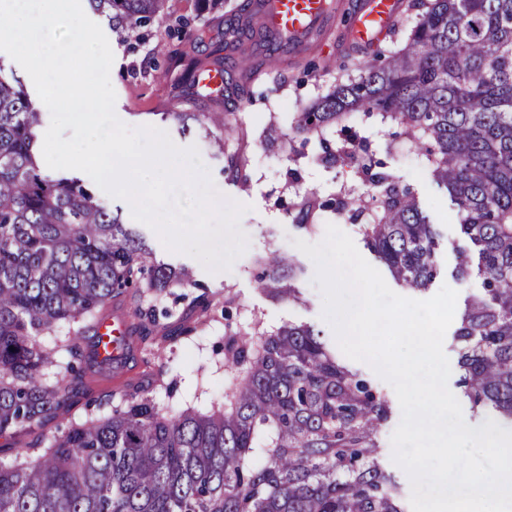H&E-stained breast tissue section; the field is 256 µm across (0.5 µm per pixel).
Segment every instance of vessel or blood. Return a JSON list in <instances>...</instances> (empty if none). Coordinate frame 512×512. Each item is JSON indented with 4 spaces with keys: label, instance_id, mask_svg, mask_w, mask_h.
Returning a JSON list of instances; mask_svg holds the SVG:
<instances>
[{
    "label": "vessel or blood",
    "instance_id": "1",
    "mask_svg": "<svg viewBox=\"0 0 512 512\" xmlns=\"http://www.w3.org/2000/svg\"><path fill=\"white\" fill-rule=\"evenodd\" d=\"M269 34L279 37L286 49L300 52L315 33L326 29L330 15L327 0H258ZM403 7L402 0H358L350 31L353 45L370 49L390 36ZM131 324L122 314L103 319L102 338L130 335Z\"/></svg>",
    "mask_w": 512,
    "mask_h": 512
}]
</instances>
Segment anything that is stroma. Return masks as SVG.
Returning <instances> with one entry per match:
<instances>
[{
    "label": "stroma",
    "mask_w": 512,
    "mask_h": 512,
    "mask_svg": "<svg viewBox=\"0 0 512 512\" xmlns=\"http://www.w3.org/2000/svg\"><path fill=\"white\" fill-rule=\"evenodd\" d=\"M355 3L356 0H335L336 9L330 25L314 49L289 56L285 82L253 75L257 51L251 42L231 45L230 54L237 66L231 72L229 82L233 85L250 83L252 99L229 115L231 130L225 134L224 146L220 149L202 138L198 130H183L178 119L182 112L217 110V101L223 93L189 88L182 78L181 67L171 65L165 54L155 53L156 43L165 34V21L156 22L136 50L111 41L114 62L110 80L116 94L117 117L132 127L153 126L164 130L177 146L197 147L222 197L249 206L240 219V228L248 238L247 247L229 270L217 273L207 271L189 255L168 250L151 228L136 224L157 261L185 269L189 276L187 284L161 293L140 292L141 306L154 307L161 323L175 326L187 312L189 299L198 289L206 288L217 293L227 290L236 301L233 318L229 320L234 328L253 327L262 333L288 323L309 325L320 331L332 353H339L334 331L323 317L324 298L315 281L316 265L294 245L295 239L301 237L311 244L320 243L327 225L335 223L336 216L323 213L316 232L304 236L294 226L289 208L310 192L325 199L341 192L350 199L368 204L372 201V189L351 167H325L310 162V155L318 150L316 140L294 136L290 125L295 112L324 94L330 86L346 79V71L338 67L340 61L363 60V53L341 47V38ZM230 154L242 159L246 183H237L225 174L224 158ZM396 161L404 181L413 187L421 207L438 228L441 259L440 272L428 289L404 288L400 291L401 296L425 300L446 285L457 291L459 299H466L476 290L478 282L474 279L464 281L455 275L456 252L466 247L467 241L447 194L435 184L420 157L402 152ZM272 250L288 253L303 266L304 273L296 283L301 293L300 302L273 300L260 288L257 281L260 268L256 259ZM224 314L223 304H216L205 330L194 337L175 338L158 354L144 346L135 347L122 364L76 384L69 412L48 422L43 429L44 435L53 437L66 429L72 420L80 418L87 400L111 398L113 392L133 384L151 382L159 375L177 382L175 397H168L164 389L156 390L160 404L175 401L202 411L209 409L224 393V358L218 352L224 344V323L228 321ZM352 367L372 379L394 402L396 393L392 385L378 376L370 365L356 361ZM401 417V407L394 402L392 415L381 431L380 444L383 467L406 486L410 483L409 477L392 458L391 436Z\"/></svg>",
    "instance_id": "obj_1"
}]
</instances>
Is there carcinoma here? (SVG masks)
<instances>
[{
	"instance_id": "carcinoma-1",
	"label": "carcinoma",
	"mask_w": 512,
	"mask_h": 512,
	"mask_svg": "<svg viewBox=\"0 0 512 512\" xmlns=\"http://www.w3.org/2000/svg\"><path fill=\"white\" fill-rule=\"evenodd\" d=\"M170 0H89L129 46L155 18L169 38L157 51L186 60L193 85L229 67L224 54L251 24L241 0L224 38L189 30ZM417 21L395 51L379 52L357 74L295 113L292 130L319 140L317 160L353 163L376 189L375 205L311 195L294 204L293 224L311 233L321 213L358 227L399 285L425 289L436 278L437 231L397 170L352 141L340 151L325 132L357 114H379L424 156L477 248L457 256L456 273L480 288L460 314L456 340L461 387L473 412L512 427V0H415ZM181 112L224 151V113ZM40 110L0 64V438L31 433L66 411L68 377L46 378L53 354L78 355L108 301L140 282L163 291L187 273L153 260L142 238L98 202L75 176L52 177L36 161ZM259 286L276 300L298 299L303 269L272 253L257 259ZM217 295L192 301L194 317L173 332L155 311L136 307L134 334H197ZM74 326L50 348L44 341ZM224 399L202 412L163 408L156 379L123 394L108 414L86 417L50 443L16 448L0 462V512H407L404 491L380 464L378 434L388 400L368 379L336 362L319 333L283 325L264 335L224 336Z\"/></svg>"
}]
</instances>
